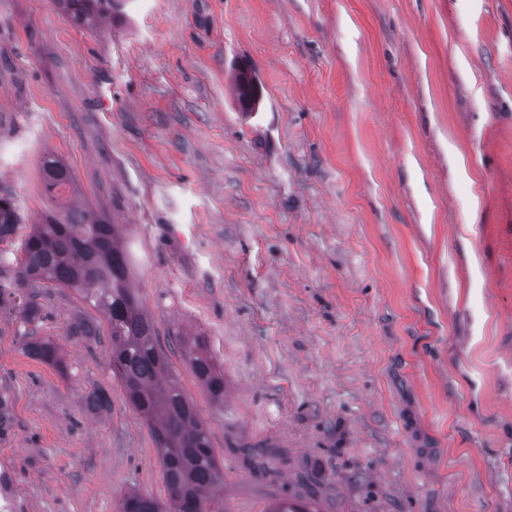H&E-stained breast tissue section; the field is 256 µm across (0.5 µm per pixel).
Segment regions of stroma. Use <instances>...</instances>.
I'll use <instances>...</instances> for the list:
<instances>
[{
	"instance_id": "35a3bbf8",
	"label": "stroma",
	"mask_w": 512,
	"mask_h": 512,
	"mask_svg": "<svg viewBox=\"0 0 512 512\" xmlns=\"http://www.w3.org/2000/svg\"><path fill=\"white\" fill-rule=\"evenodd\" d=\"M48 155L121 227L225 512L278 496L512 512V0H116L98 29L54 0H0V188L24 217L12 247L63 205ZM37 294L64 368L26 352L0 303V467L19 508L166 499L105 317L73 289ZM76 322L91 334L69 335ZM185 334L222 364L223 404ZM45 186L48 190H57L60 186L69 187L73 178L69 170L56 158L47 157L42 164Z\"/></svg>"
}]
</instances>
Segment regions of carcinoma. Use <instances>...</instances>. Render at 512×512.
Returning <instances> with one entry per match:
<instances>
[{"mask_svg":"<svg viewBox=\"0 0 512 512\" xmlns=\"http://www.w3.org/2000/svg\"><path fill=\"white\" fill-rule=\"evenodd\" d=\"M71 19L96 27L112 12V0H55ZM45 186L52 191L73 183L69 170L57 159L42 164ZM22 223L11 196L0 195V243ZM131 254L121 243L118 225L84 207L66 206L33 225L11 257L0 250V303L16 300L31 356L59 366V347L37 336L45 314L33 296L23 299L18 287L62 285L80 292L101 311L109 325L112 374L121 381L130 404L151 427L159 462L169 491L166 502L133 489L124 495L121 512H224V473L211 448L208 433L195 407L171 375L153 326L132 287ZM184 355L211 400L224 404V371L198 339H182ZM267 512H310L306 506L282 498Z\"/></svg>","mask_w":512,"mask_h":512,"instance_id":"cac0c4a2","label":"carcinoma"}]
</instances>
